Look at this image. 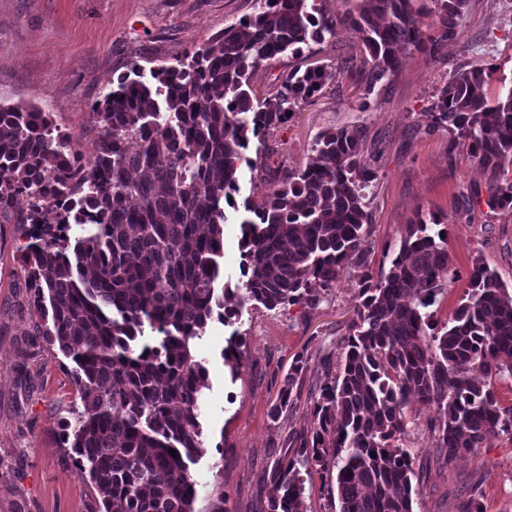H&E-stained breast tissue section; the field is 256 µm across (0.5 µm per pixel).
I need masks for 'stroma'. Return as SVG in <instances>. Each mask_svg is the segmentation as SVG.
<instances>
[{
  "label": "stroma",
  "instance_id": "obj_1",
  "mask_svg": "<svg viewBox=\"0 0 512 512\" xmlns=\"http://www.w3.org/2000/svg\"><path fill=\"white\" fill-rule=\"evenodd\" d=\"M258 10L257 0H0V103L44 107L78 149H91L98 131L89 114L132 65L175 64ZM457 32L440 61L410 52L398 73L366 96L355 74L336 71L358 43L347 27L309 43L300 56L288 53L258 69L253 87L261 98L300 66H321L334 77L280 130L251 142L247 154L258 166L244 169L239 193L244 199L267 190L266 167L304 166L321 131L363 128L364 164L375 175L367 198L371 265L389 266L388 247L416 214L436 215L455 275L429 309L440 326L466 296L475 258L512 286V209L487 208L482 170L467 149L449 154L447 130L432 128L429 117L439 89L456 73L491 70L493 93L512 85V0H470ZM20 244L13 225L0 230V512H97L100 496L76 476L73 453L60 439L59 423L78 395L57 348L35 334L40 315L24 286ZM357 301L351 269L312 313L248 305L235 325L210 323L199 345L211 387L202 407L207 451L194 467L195 512H213L219 489L224 512H264L268 473L293 435L310 426V401L326 377L325 362L341 351ZM236 331L245 344L234 374L221 352ZM300 354L308 360L300 397L272 418L283 378ZM433 413L416 401L406 410L403 443L420 469L414 512H461L472 497L483 512H512V435L499 434L476 455L447 464L427 429Z\"/></svg>",
  "mask_w": 512,
  "mask_h": 512
}]
</instances>
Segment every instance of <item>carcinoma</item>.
<instances>
[{
    "label": "carcinoma",
    "instance_id": "1",
    "mask_svg": "<svg viewBox=\"0 0 512 512\" xmlns=\"http://www.w3.org/2000/svg\"><path fill=\"white\" fill-rule=\"evenodd\" d=\"M258 3L178 65L120 76L93 108L89 152L42 107L0 104V224L25 237L18 260L36 333L67 360L82 405L61 420L63 444L103 512H194L210 388L197 346L209 320L232 325L248 303L314 311L350 268L359 301L335 374L313 398L311 427L276 463L265 512H303L299 465L310 463L327 474L338 512H413L416 459L403 445L413 399L433 406L429 430L448 464L512 433V409L492 387L512 378V291L478 257L465 301L433 328L427 309L451 283L448 245L440 220L421 213L388 272L374 273L362 128L327 129L305 166L268 170V192L243 202L240 278L224 282L226 209L239 210L251 139L283 127L333 78L297 67L260 100L255 70L346 26L368 65L358 73L368 95L408 51L442 59L468 0H357L343 15L317 0ZM424 14L438 16L437 34L419 29ZM489 77L457 74L430 118L448 131V157L463 146L487 172L485 204L497 210L512 207V86L491 97ZM241 346L236 331L222 351L232 371ZM306 366L294 358L273 415L297 403Z\"/></svg>",
    "mask_w": 512,
    "mask_h": 512
}]
</instances>
